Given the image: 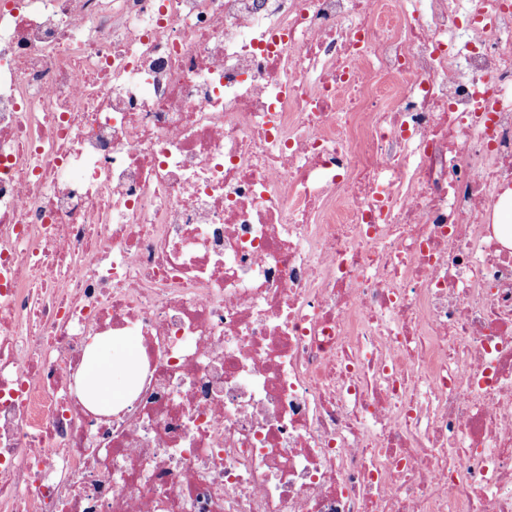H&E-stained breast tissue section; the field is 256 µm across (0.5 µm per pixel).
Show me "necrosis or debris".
Listing matches in <instances>:
<instances>
[{
  "label": "necrosis or debris",
  "mask_w": 512,
  "mask_h": 512,
  "mask_svg": "<svg viewBox=\"0 0 512 512\" xmlns=\"http://www.w3.org/2000/svg\"><path fill=\"white\" fill-rule=\"evenodd\" d=\"M509 190L512 0H0V512H512ZM136 340L139 344V339ZM136 340L135 337L94 336L88 346L84 367L76 378V388L79 395L92 394L94 405L105 413L124 402L128 378L136 375Z\"/></svg>",
  "instance_id": "4bbe7bcc"
}]
</instances>
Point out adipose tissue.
I'll list each match as a JSON object with an SVG mask.
<instances>
[{"label": "adipose tissue", "mask_w": 512, "mask_h": 512, "mask_svg": "<svg viewBox=\"0 0 512 512\" xmlns=\"http://www.w3.org/2000/svg\"><path fill=\"white\" fill-rule=\"evenodd\" d=\"M137 350L132 337H94L84 367L76 378L78 393L93 395L96 406L111 412L113 406L124 402L128 380L137 372L134 363Z\"/></svg>", "instance_id": "adipose-tissue-1"}]
</instances>
